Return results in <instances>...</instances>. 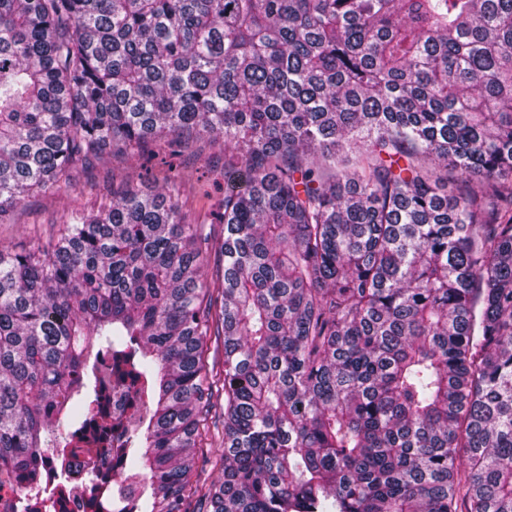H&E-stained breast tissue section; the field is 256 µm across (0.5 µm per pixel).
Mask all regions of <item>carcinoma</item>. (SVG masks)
Instances as JSON below:
<instances>
[{
	"label": "carcinoma",
	"instance_id": "1",
	"mask_svg": "<svg viewBox=\"0 0 512 512\" xmlns=\"http://www.w3.org/2000/svg\"><path fill=\"white\" fill-rule=\"evenodd\" d=\"M206 136L221 241L169 169L0 249V475L66 485L112 352L137 512H512V0H0V221Z\"/></svg>",
	"mask_w": 512,
	"mask_h": 512
}]
</instances>
